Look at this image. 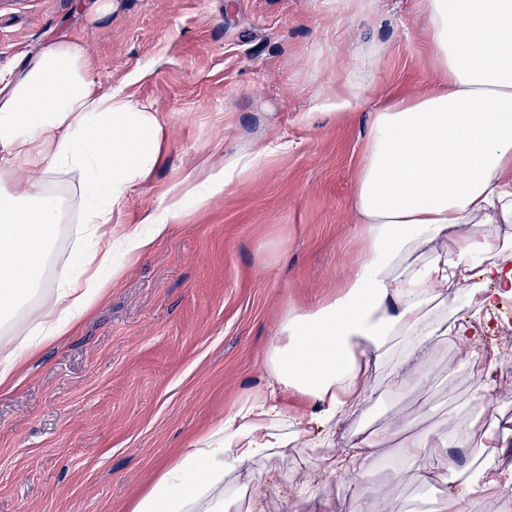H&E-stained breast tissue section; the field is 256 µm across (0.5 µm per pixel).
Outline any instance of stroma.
I'll return each instance as SVG.
<instances>
[{
  "label": "stroma",
  "mask_w": 512,
  "mask_h": 512,
  "mask_svg": "<svg viewBox=\"0 0 512 512\" xmlns=\"http://www.w3.org/2000/svg\"><path fill=\"white\" fill-rule=\"evenodd\" d=\"M57 40L84 43L102 83L128 82L160 112L164 159L113 231L145 233L148 211L169 229L121 257L106 299L0 391V512H128L191 438L265 386L283 315L340 293L363 255L352 197L371 112L429 86L434 70L415 0H381L369 18L347 0H0V68ZM378 47L360 105L315 107L354 51ZM258 142L271 153L246 175L169 214L168 189L185 173L249 159ZM460 356L438 344L400 393L372 370L376 389L337 425V448L354 431L400 426L422 394L430 409L415 431L466 420L481 382L458 370ZM396 456L387 445L364 470L366 490H382L394 512L443 495L462 512H499L479 490L419 484L408 465L384 477ZM301 459L292 448L252 466L264 512L300 486Z\"/></svg>",
  "instance_id": "35a3bbf8"
}]
</instances>
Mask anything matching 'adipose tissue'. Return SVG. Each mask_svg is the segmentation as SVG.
Listing matches in <instances>:
<instances>
[{
    "label": "adipose tissue",
    "mask_w": 512,
    "mask_h": 512,
    "mask_svg": "<svg viewBox=\"0 0 512 512\" xmlns=\"http://www.w3.org/2000/svg\"><path fill=\"white\" fill-rule=\"evenodd\" d=\"M418 7L441 86L371 115L352 201L363 258L340 295L285 315L265 352L264 388L182 448L129 512H256L239 483L256 460L304 449L315 488L364 465L391 439L421 482L445 475L512 505L501 467L470 471L444 433L381 428L335 447L337 420L371 390L369 362L402 389L408 363L434 340L476 357L499 302L512 299V265L486 259L512 245L470 230L512 226V0ZM382 59L379 50L355 54L323 107L361 104L363 75ZM163 133L151 101L102 88L80 42L48 44L24 69H0V389L16 386L41 345L72 331L103 297L99 273L113 252L146 248L167 232L151 214L150 238L112 231L121 203L159 165ZM56 182L71 187L89 246L79 273L60 270L59 286L46 288L42 275L63 220V202L50 190ZM223 189L224 169L214 166L201 182L186 174L169 194L176 203L194 196L200 206ZM475 275L491 289L449 311V293L469 292ZM23 313L31 324L13 335Z\"/></svg>",
    "instance_id": "obj_1"
}]
</instances>
